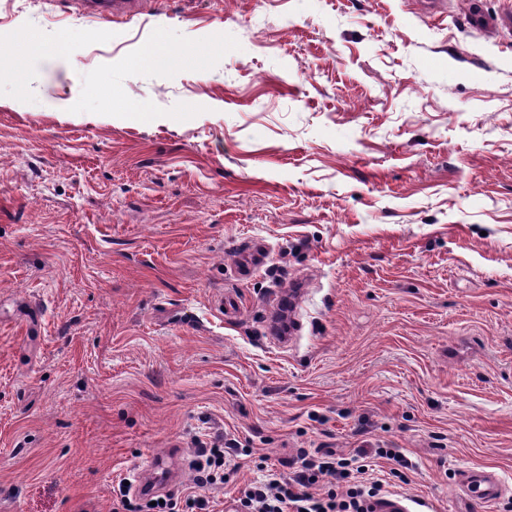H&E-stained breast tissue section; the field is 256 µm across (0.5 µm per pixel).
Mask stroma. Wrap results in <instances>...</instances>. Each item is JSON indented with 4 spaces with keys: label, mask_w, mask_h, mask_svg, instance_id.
<instances>
[{
    "label": "stroma",
    "mask_w": 512,
    "mask_h": 512,
    "mask_svg": "<svg viewBox=\"0 0 512 512\" xmlns=\"http://www.w3.org/2000/svg\"><path fill=\"white\" fill-rule=\"evenodd\" d=\"M465 10L0 0V512H114L168 450L183 495L218 437L253 454L212 512L322 445L429 512H512V34ZM144 0H81L82 14L99 19H111L115 14H137L143 9ZM463 481L467 494L481 503L495 501L501 493V484L492 475L468 471L463 476Z\"/></svg>",
    "instance_id": "stroma-1"
}]
</instances>
